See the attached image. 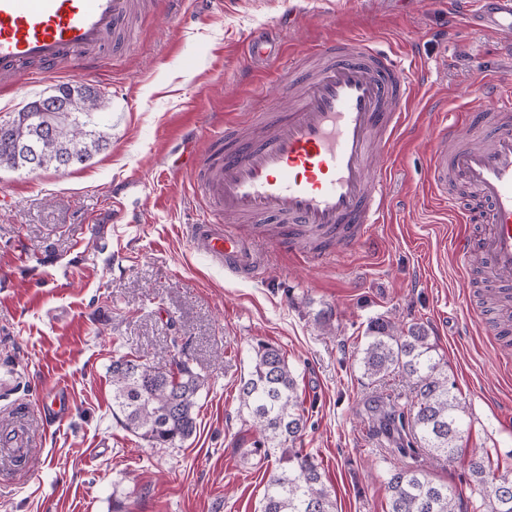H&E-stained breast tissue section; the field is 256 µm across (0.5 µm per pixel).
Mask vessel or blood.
<instances>
[{
    "label": "vessel or blood",
    "mask_w": 512,
    "mask_h": 512,
    "mask_svg": "<svg viewBox=\"0 0 512 512\" xmlns=\"http://www.w3.org/2000/svg\"><path fill=\"white\" fill-rule=\"evenodd\" d=\"M133 0H0V85L14 86L29 70L59 72L80 58L101 62L100 51L118 38ZM468 26L512 32V0H474ZM281 42L258 37L254 58L283 54ZM318 64L299 73L289 57L284 89H297L292 108L255 113L264 131L245 135L235 124L211 134L204 152L189 155L195 193L206 212L191 225L193 248L214 265L249 278L265 269L250 246L264 225L279 227L281 241L298 245L310 268L367 240L392 207L386 170L371 155L389 156L419 90V72L399 56L356 36L333 37L307 49ZM476 114L445 125L433 143L428 182L438 201L448 185L469 187L487 206V223L473 232L471 216L453 211L456 258L467 268L480 254L489 275L512 273V89L488 83ZM72 393L57 385L39 414L53 423L69 415ZM35 443L19 425L0 427V461L27 458Z\"/></svg>",
    "instance_id": "obj_1"
}]
</instances>
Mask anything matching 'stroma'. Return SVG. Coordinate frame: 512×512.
I'll use <instances>...</instances> for the list:
<instances>
[{"instance_id": "obj_1", "label": "stroma", "mask_w": 512, "mask_h": 512, "mask_svg": "<svg viewBox=\"0 0 512 512\" xmlns=\"http://www.w3.org/2000/svg\"><path fill=\"white\" fill-rule=\"evenodd\" d=\"M278 30L295 52L362 36L415 60L431 84L408 107L390 161L398 207L373 237L314 270L268 241L264 274L245 279L192 249L202 209L179 162L225 123L289 107L279 63L255 71L244 51ZM487 79L512 84V34L456 28L448 0H155L117 63L0 88V118L62 82L104 90L109 141L80 168H0V419L57 384L73 396L63 424L35 423L44 446L0 480V512H257L274 462L249 452L238 387L260 341L294 372L308 412L297 445L338 512H386V477L409 460L391 453L374 407L405 383L368 384L357 363L379 317L428 327L470 447L512 465V375L499 368L488 282L460 271L451 217L426 182L429 141L446 113L481 105ZM126 354L201 375L189 439L155 448L113 415L110 366Z\"/></svg>"}]
</instances>
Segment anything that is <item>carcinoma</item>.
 Segmentation results:
<instances>
[{
    "instance_id": "obj_1",
    "label": "carcinoma",
    "mask_w": 512,
    "mask_h": 512,
    "mask_svg": "<svg viewBox=\"0 0 512 512\" xmlns=\"http://www.w3.org/2000/svg\"><path fill=\"white\" fill-rule=\"evenodd\" d=\"M49 99L57 111L34 106L16 113L8 134L0 132V167H81L108 146L96 129L95 114L107 107L104 94L78 82L54 86ZM251 371L241 378L238 399L252 421L256 437L250 453L274 458L259 512H336L319 463L292 447L307 418L297 383L283 352L259 342L253 347ZM369 383L399 376L408 393L388 399L385 434H402L392 452L412 456L424 448L438 459L462 458L467 466L470 497L456 487L435 483L420 468L397 467L388 473V512H512V478L491 475L488 452L461 447L465 406L454 394L442 358L427 328L390 319L371 321L358 359ZM112 411L126 429L159 447L190 438L197 426V398L203 381L187 362L169 369L140 357L112 361Z\"/></svg>"
}]
</instances>
